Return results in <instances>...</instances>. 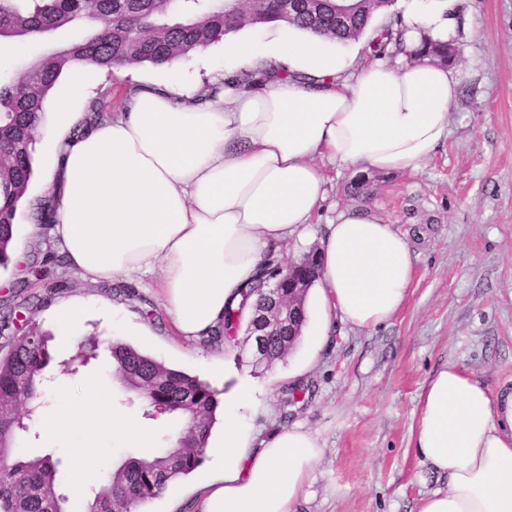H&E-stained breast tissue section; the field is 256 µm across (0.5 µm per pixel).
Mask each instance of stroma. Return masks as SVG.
I'll return each mask as SVG.
<instances>
[{"label":"stroma","instance_id":"stroma-1","mask_svg":"<svg viewBox=\"0 0 512 512\" xmlns=\"http://www.w3.org/2000/svg\"><path fill=\"white\" fill-rule=\"evenodd\" d=\"M447 40L463 53L450 66L458 95L444 143L419 170L366 174L360 196L346 190L357 173L325 167L330 205L312 218L319 232L333 206L367 207L405 236L415 273L405 305L384 325H337L307 369L301 345L263 369L252 365L243 347L182 342L171 335L153 288L84 280L50 240L30 236V209L49 196L46 126L35 135L34 176L16 218L13 247L24 260L0 269V305L18 306L28 323L53 335L59 305L84 303L81 336L94 338L99 349L77 374L112 396L117 385L107 347L116 330L126 343L196 374L225 399L247 381L253 395L237 409L242 428L261 439L299 424L323 445L297 512H417L424 493L447 485L411 444L418 395L430 375L453 361L489 387L512 383V0H457ZM177 68L183 89L192 90L223 71L224 47L211 45ZM167 75V68L153 66L100 70L97 84L72 107L87 111L107 94L113 111H122L129 89ZM62 278L67 288L55 289ZM295 386L303 395L294 402L288 390ZM55 412V403H48L37 420L42 436L28 440L22 451L51 454L66 494L75 478L70 451L44 434ZM222 476L203 460L151 501L149 512H195L204 484Z\"/></svg>","mask_w":512,"mask_h":512}]
</instances>
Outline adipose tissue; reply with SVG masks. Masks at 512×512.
<instances>
[{
    "label": "adipose tissue",
    "mask_w": 512,
    "mask_h": 512,
    "mask_svg": "<svg viewBox=\"0 0 512 512\" xmlns=\"http://www.w3.org/2000/svg\"><path fill=\"white\" fill-rule=\"evenodd\" d=\"M406 41L442 37L455 0H400ZM226 77L217 93L183 95L178 73L130 89L121 112L91 126L62 106L53 126L57 199L50 234L73 270L96 281H149L172 335H212L225 307L259 275L262 258L310 233L327 200L321 163L359 172L417 170L448 135L457 83L430 59L389 64L358 43L285 22L223 38ZM250 72V87L235 76ZM320 277L306 297L310 353L336 324L372 329L404 305L414 274L407 239L369 209L345 207L318 242ZM413 446L447 476L417 512H512V388L494 392L459 364L442 365L418 395ZM59 429L83 432L72 464L82 497L92 476L91 434L145 445L152 434L112 410L85 381ZM224 477L205 485L199 512H297L322 455L301 425L254 443L233 415L205 449Z\"/></svg>",
    "instance_id": "ef3b65f1"
}]
</instances>
